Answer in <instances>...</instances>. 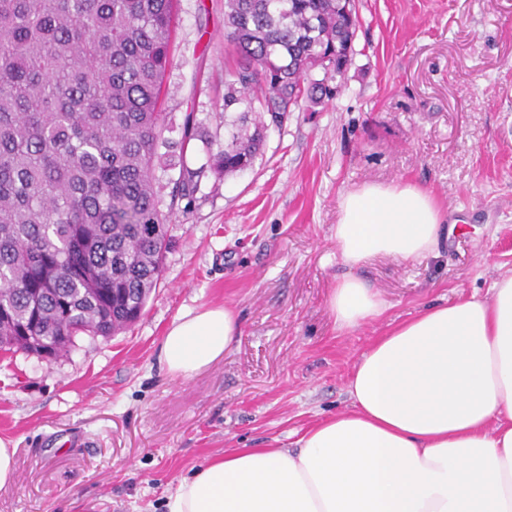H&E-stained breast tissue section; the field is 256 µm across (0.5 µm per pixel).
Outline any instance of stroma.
Returning a JSON list of instances; mask_svg holds the SVG:
<instances>
[{
	"label": "stroma",
	"mask_w": 512,
	"mask_h": 512,
	"mask_svg": "<svg viewBox=\"0 0 512 512\" xmlns=\"http://www.w3.org/2000/svg\"><path fill=\"white\" fill-rule=\"evenodd\" d=\"M355 61L338 94L287 113L250 169L205 173L169 217L142 317L71 357L0 354V440L15 448L0 512H166L178 482L227 448L290 446L348 408L347 381L389 325L512 274V0H356ZM163 90L173 140L188 113L224 132V0H181ZM410 181L453 231L358 274L388 304L354 333L328 296L344 274L339 197ZM230 307L242 334L188 378L158 358L183 311Z\"/></svg>",
	"instance_id": "obj_1"
}]
</instances>
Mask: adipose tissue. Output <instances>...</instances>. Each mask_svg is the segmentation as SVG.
I'll use <instances>...</instances> for the list:
<instances>
[{
    "instance_id": "ef3b65f1",
    "label": "adipose tissue",
    "mask_w": 512,
    "mask_h": 512,
    "mask_svg": "<svg viewBox=\"0 0 512 512\" xmlns=\"http://www.w3.org/2000/svg\"><path fill=\"white\" fill-rule=\"evenodd\" d=\"M332 238L346 274L328 309L353 332L385 300L356 268L409 260L448 236L436 199L411 182L341 195ZM227 307L179 314L159 359L189 377L229 351ZM350 406L307 428L292 448H231L183 479L168 512H512V275L488 296L425 307L391 326L354 364Z\"/></svg>"
}]
</instances>
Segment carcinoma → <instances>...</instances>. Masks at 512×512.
Returning <instances> with one entry per match:
<instances>
[{
  "instance_id": "carcinoma-1",
  "label": "carcinoma",
  "mask_w": 512,
  "mask_h": 512,
  "mask_svg": "<svg viewBox=\"0 0 512 512\" xmlns=\"http://www.w3.org/2000/svg\"><path fill=\"white\" fill-rule=\"evenodd\" d=\"M179 0H0V352L114 336L161 280L168 219L206 170L250 168L269 127L341 88L357 14L338 0H224V141L164 162ZM172 185L170 202L162 184Z\"/></svg>"
}]
</instances>
